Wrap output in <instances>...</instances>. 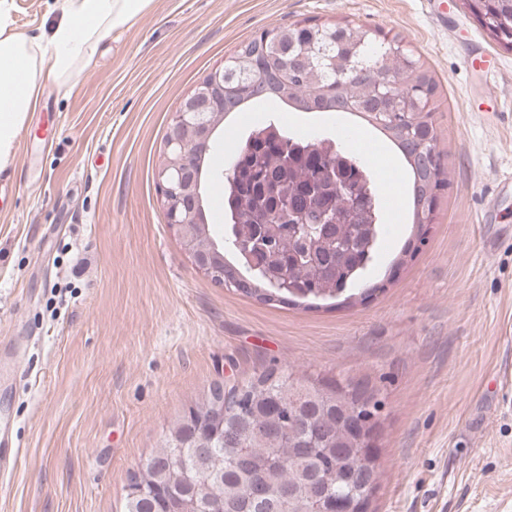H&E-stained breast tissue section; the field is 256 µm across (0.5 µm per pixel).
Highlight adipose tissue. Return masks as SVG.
<instances>
[{"mask_svg": "<svg viewBox=\"0 0 512 512\" xmlns=\"http://www.w3.org/2000/svg\"><path fill=\"white\" fill-rule=\"evenodd\" d=\"M152 0H68V7L42 41L12 31L10 0H0V169L14 141L39 105L43 76L65 85L77 68L90 67L105 35L133 24Z\"/></svg>", "mask_w": 512, "mask_h": 512, "instance_id": "adipose-tissue-1", "label": "adipose tissue"}]
</instances>
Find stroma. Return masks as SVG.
<instances>
[{
    "instance_id": "stroma-1",
    "label": "stroma",
    "mask_w": 512,
    "mask_h": 512,
    "mask_svg": "<svg viewBox=\"0 0 512 512\" xmlns=\"http://www.w3.org/2000/svg\"><path fill=\"white\" fill-rule=\"evenodd\" d=\"M15 32L45 37L64 0H12ZM455 21L440 26V10ZM306 18L380 27L438 84L437 150L451 186L427 241L389 224L346 307L271 306L200 272L157 184L183 100L244 41ZM487 51L493 73L469 70ZM342 137L375 169L384 215L410 177L363 115L275 100L226 114L206 160L223 170L252 128ZM0 187V425L18 450L0 512H123L128 477L216 381L272 369L304 381L369 375L385 402L371 512H512V51L462 0H152L66 86L45 80Z\"/></svg>"
}]
</instances>
